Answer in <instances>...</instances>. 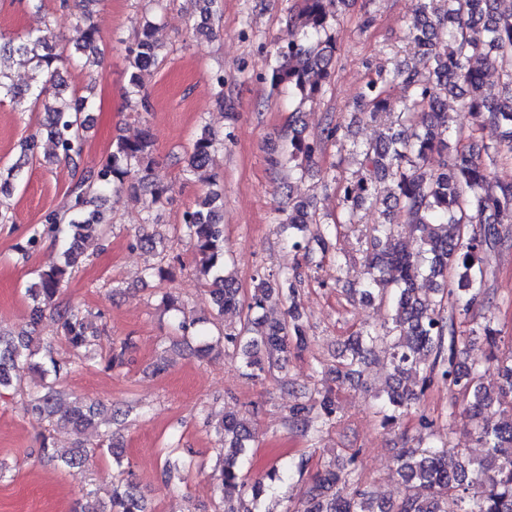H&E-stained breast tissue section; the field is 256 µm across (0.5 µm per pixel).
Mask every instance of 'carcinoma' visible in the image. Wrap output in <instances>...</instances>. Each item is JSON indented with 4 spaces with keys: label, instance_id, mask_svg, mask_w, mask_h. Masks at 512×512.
<instances>
[{
    "label": "carcinoma",
    "instance_id": "cac0c4a2",
    "mask_svg": "<svg viewBox=\"0 0 512 512\" xmlns=\"http://www.w3.org/2000/svg\"><path fill=\"white\" fill-rule=\"evenodd\" d=\"M334 6L335 0H302L295 21L296 37L276 48L271 87L288 89L301 104L316 100L331 82L336 55V38L331 33ZM155 27L154 20L144 19L135 40L126 47L127 94L145 112L151 110V104L144 76L162 57ZM479 27L487 40L470 36L469 31ZM413 29L423 69L381 71L360 94L367 116L376 119L385 110L384 86L402 84L409 98L396 119L401 130L389 126L364 147L361 165L367 176L345 178L338 185L343 225L351 230L360 227L364 206L373 203L375 179L389 181V197L395 206L385 213L383 222L368 225L367 279L358 288L346 289L364 300L388 302V325L381 330L363 329L347 339L338 355L336 379L344 383L360 374L374 349L383 344L393 365V384L378 410L381 426H395L427 390L440 386L469 398L467 410L474 421L475 440L485 453L474 459L464 449L452 447L424 416L420 424L432 441L402 449L395 473L408 487L425 489L427 496L409 494L398 503L382 506L353 488L355 468L340 469L336 462L327 461L305 491L301 507L284 512H512V350L506 355L498 353L500 330L492 325V319L474 321L464 329L456 318L468 315L477 299L487 293L494 275L493 257L512 249V182L496 181L492 170L499 160L512 158V15L500 14L497 0H419ZM75 32L70 47L60 45L48 23L24 36L0 34V101L19 106L28 101L44 113L43 126L56 160L72 164L76 174L64 205L42 219L44 229L61 242L62 262L37 270L25 288L33 320L47 310L56 311L70 355L43 352L34 337L23 333L0 334V391L24 390L31 396V411L77 431L92 428L100 432L95 445H80L68 452L43 443L40 456L44 462L76 467L105 448L121 466L124 449L112 444L105 429L108 421L102 416L107 411L128 416L133 407L110 410L80 398L66 403L58 384L76 365L93 364L100 358L108 370L125 367L128 339L112 338L108 354L100 356L106 325L92 326V314L79 306L56 309V299L83 260L85 238L107 225L102 204L108 194L128 187L150 195L155 204L168 189L155 176L154 144L146 128L135 139L114 140L97 163L83 165L86 113L93 110L94 103L88 96L67 92L59 82V69L76 58L90 69L101 62L104 49L92 16H77ZM16 55L31 67L30 84L24 89L16 87L11 78V60ZM212 86L215 105L221 110L230 108L224 100V72L212 76ZM456 93L464 96L476 123L469 132L461 131L452 139L445 102ZM487 123L502 128L503 134L495 150L485 151L483 161L474 152V142L478 129ZM340 130L328 123L310 137L304 129L293 127L288 143L273 150L270 165L294 161L303 174L322 146L336 141ZM222 145L224 139L205 124L185 153L184 174L206 192L201 201L183 212L178 227L192 247L196 271L210 281L215 315L210 326L201 327L187 316L181 299L167 294L162 302L172 312L175 331L184 338L196 337L198 356L230 350L240 358L248 378L260 379L288 352L290 338L299 343L306 340L298 304L302 279L298 273L260 269L255 275L257 288L246 298L235 279L224 274L229 256L221 224L223 199L210 171L212 153ZM35 154L34 143H20L19 158L0 181V224L14 223L5 199ZM434 155L438 163L429 170L427 163ZM288 209V223L281 225L288 244L297 251L307 250L309 228L314 224L322 249L328 250L338 225L317 223L316 212L304 200L288 198ZM404 224L420 231L411 250L401 240ZM136 243L157 258V263L144 269V275L163 277L167 259L164 239L143 233ZM426 277L436 284L431 295H422L415 288L416 282ZM272 300L287 305L283 317L273 321L266 315L267 303ZM236 310L240 327L223 325L224 313ZM478 339L488 345V361L498 373L499 384L493 390L483 383L485 370L460 360L459 345ZM20 367L33 373L36 381L24 384L17 375ZM318 404L319 425H333L337 408L332 392H324ZM214 432L219 468L213 479L225 499L246 495L257 503L274 494V483L305 468L302 460L290 462L249 484L241 470V459L254 441L247 418L224 415ZM183 469L178 459H166L163 484L169 487L182 480ZM76 512H146V502L136 481L130 479L112 486L106 503L95 493H87Z\"/></svg>",
    "mask_w": 512,
    "mask_h": 512
}]
</instances>
